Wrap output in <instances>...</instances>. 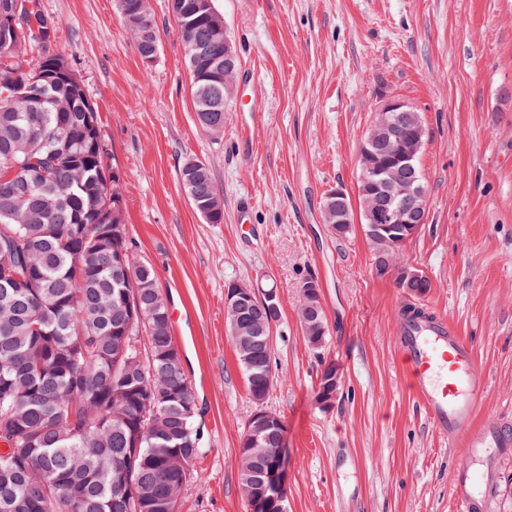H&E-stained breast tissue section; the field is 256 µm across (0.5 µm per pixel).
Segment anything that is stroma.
Wrapping results in <instances>:
<instances>
[{
  "mask_svg": "<svg viewBox=\"0 0 512 512\" xmlns=\"http://www.w3.org/2000/svg\"><path fill=\"white\" fill-rule=\"evenodd\" d=\"M38 3L99 112L135 254L155 269L193 386L202 451L180 512H249L238 454L255 406L225 319L231 282L277 286L266 406L285 424L287 512H459L450 480L469 463L495 486L489 512H512V449L472 459L435 431L394 339L412 297L376 275L361 224L339 237L322 214L329 190L356 196L381 101H408L426 129L427 221L400 259L430 279L421 304L485 371L477 423L512 418V0H214L241 61L217 137L196 120L167 0H151L149 68L115 0ZM256 100L265 116L247 143L238 126ZM189 158L208 164L223 223L186 195ZM308 276L328 322L319 351L298 321ZM331 366L341 387L325 407L316 393Z\"/></svg>",
  "mask_w": 512,
  "mask_h": 512,
  "instance_id": "obj_1",
  "label": "stroma"
}]
</instances>
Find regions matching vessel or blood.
I'll use <instances>...</instances> for the list:
<instances>
[{"label":"vessel or blood","instance_id":"1","mask_svg":"<svg viewBox=\"0 0 512 512\" xmlns=\"http://www.w3.org/2000/svg\"><path fill=\"white\" fill-rule=\"evenodd\" d=\"M397 344L430 423L449 443L465 448L512 447V423L494 418L474 426L485 373L472 349L443 316L399 320ZM478 480L470 470L454 472L451 489L460 512H485L493 490L488 487L476 493Z\"/></svg>","mask_w":512,"mask_h":512}]
</instances>
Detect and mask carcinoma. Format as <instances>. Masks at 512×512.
<instances>
[{"instance_id":"1","label":"carcinoma","mask_w":512,"mask_h":512,"mask_svg":"<svg viewBox=\"0 0 512 512\" xmlns=\"http://www.w3.org/2000/svg\"><path fill=\"white\" fill-rule=\"evenodd\" d=\"M29 15L16 34L0 17V267L22 280L0 278V415L16 434L0 448V512H165L179 499L199 455L196 416L184 402L192 386L175 345L166 297L151 264L136 259L125 238L128 272L142 285L141 314L126 329L124 273L105 254L109 224H123L119 178L99 114L73 64L35 34L55 20L35 0H16ZM192 76V96L203 131L224 134L239 61L224 19L206 0H170ZM117 11L144 66L159 53L149 0H117ZM180 182L192 205L212 224L224 220V200L208 165L187 159ZM350 199H323V219L343 237L336 210ZM378 274L406 288L417 269L398 262L406 229L363 225ZM256 297L227 319L249 395L268 387L273 352L266 345L280 308ZM299 307L303 338L323 348L328 325L319 296ZM145 336L152 363L129 378L115 359L126 334ZM147 410L145 423L135 415ZM277 464L240 445L242 486ZM123 471L134 494L124 497Z\"/></svg>"}]
</instances>
